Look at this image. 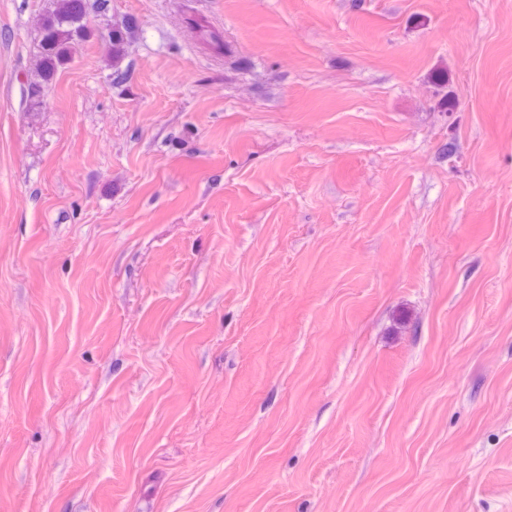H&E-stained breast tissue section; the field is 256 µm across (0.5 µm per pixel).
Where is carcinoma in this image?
<instances>
[{
  "label": "carcinoma",
  "mask_w": 512,
  "mask_h": 512,
  "mask_svg": "<svg viewBox=\"0 0 512 512\" xmlns=\"http://www.w3.org/2000/svg\"><path fill=\"white\" fill-rule=\"evenodd\" d=\"M107 2L108 0H53L51 9L38 20L32 95L39 96L41 90L52 83L57 73L73 60L79 46L103 38L107 41V62L113 69V79L117 82L124 79L119 65L126 55L129 25L115 24L104 34L87 19L92 12L106 10Z\"/></svg>",
  "instance_id": "cac0c4a2"
}]
</instances>
